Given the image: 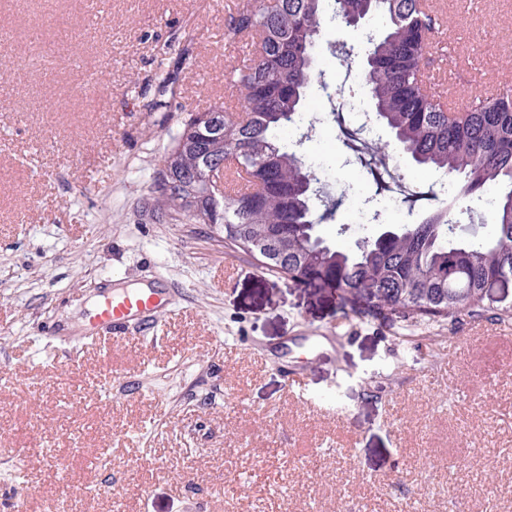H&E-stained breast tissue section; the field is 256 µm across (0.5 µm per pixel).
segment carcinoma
<instances>
[{"label":"carcinoma","instance_id":"obj_1","mask_svg":"<svg viewBox=\"0 0 512 512\" xmlns=\"http://www.w3.org/2000/svg\"><path fill=\"white\" fill-rule=\"evenodd\" d=\"M338 19L380 20L370 36L362 90L375 121L385 127L415 165L443 172L459 188L462 201L492 200L493 231L483 237L461 233L451 211L441 207L416 224H401L384 235L374 232L385 211L386 187L361 203L366 235L351 248L318 241L317 226L335 216L342 199L321 187L315 167L279 143L282 133L321 121L308 116L306 93L320 84L331 114L346 139L344 117L317 70L315 47L323 23ZM227 36L260 39L259 57L233 71L239 93L235 108L223 114L224 132L214 140L197 132L193 120L183 130L155 177L162 205L197 224H222L236 247L250 253L251 241H277L265 269L287 273L307 285H334L342 295L370 306L400 310L416 321L478 318L489 310L512 317V304L499 294L512 288V89L495 97L470 99L462 111L426 94L422 66L435 21L423 0H280L268 10L245 0L227 21ZM248 119H239V113ZM231 159L254 190L224 194L223 217L214 219V200L206 188L212 158ZM171 182L174 187H163ZM323 207L316 215L314 201Z\"/></svg>","mask_w":512,"mask_h":512}]
</instances>
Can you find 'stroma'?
<instances>
[{
    "mask_svg": "<svg viewBox=\"0 0 512 512\" xmlns=\"http://www.w3.org/2000/svg\"><path fill=\"white\" fill-rule=\"evenodd\" d=\"M241 3L0 0V512H512V318L379 312L158 209L189 113L237 100ZM436 3V91L512 87V0ZM315 54L360 93L362 31L326 24ZM307 101L323 122L281 143L348 193L318 233L349 247L376 185ZM115 285L174 303L84 345Z\"/></svg>",
    "mask_w": 512,
    "mask_h": 512,
    "instance_id": "stroma-1",
    "label": "stroma"
}]
</instances>
